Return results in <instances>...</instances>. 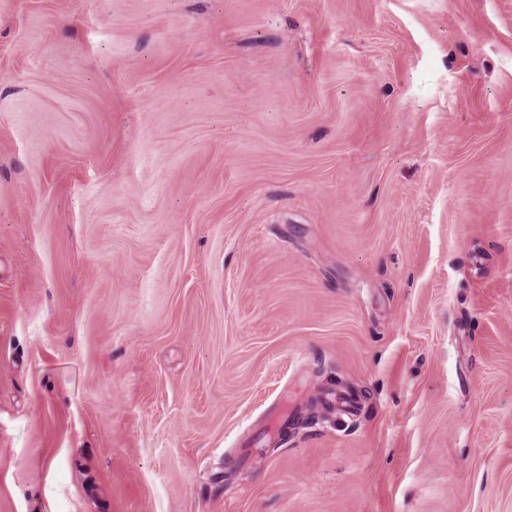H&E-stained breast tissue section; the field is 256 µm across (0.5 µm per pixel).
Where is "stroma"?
Here are the masks:
<instances>
[{"mask_svg": "<svg viewBox=\"0 0 512 512\" xmlns=\"http://www.w3.org/2000/svg\"><path fill=\"white\" fill-rule=\"evenodd\" d=\"M0 512H512V0H0Z\"/></svg>", "mask_w": 512, "mask_h": 512, "instance_id": "1", "label": "stroma"}]
</instances>
